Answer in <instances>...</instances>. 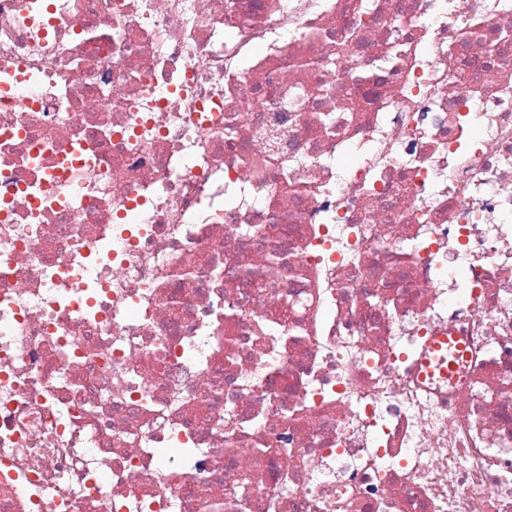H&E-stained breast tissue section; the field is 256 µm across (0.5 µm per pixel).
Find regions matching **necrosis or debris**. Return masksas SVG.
<instances>
[{
	"instance_id": "obj_1",
	"label": "necrosis or debris",
	"mask_w": 512,
	"mask_h": 512,
	"mask_svg": "<svg viewBox=\"0 0 512 512\" xmlns=\"http://www.w3.org/2000/svg\"><path fill=\"white\" fill-rule=\"evenodd\" d=\"M0 512H512V0H0Z\"/></svg>"
}]
</instances>
